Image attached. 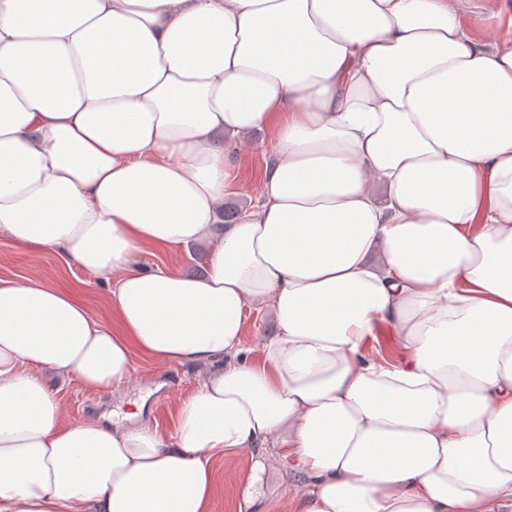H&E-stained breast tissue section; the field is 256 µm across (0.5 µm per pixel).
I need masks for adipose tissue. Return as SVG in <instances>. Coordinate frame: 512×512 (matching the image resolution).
<instances>
[{
  "instance_id": "obj_1",
  "label": "adipose tissue",
  "mask_w": 512,
  "mask_h": 512,
  "mask_svg": "<svg viewBox=\"0 0 512 512\" xmlns=\"http://www.w3.org/2000/svg\"><path fill=\"white\" fill-rule=\"evenodd\" d=\"M496 2L0 0V238L109 288L95 316L0 281V512H212L247 448L296 458L290 512L512 507V29L468 19ZM269 128L223 223L224 138ZM200 243L201 275L140 262ZM137 351L202 372L170 433L65 416ZM270 331V325L254 312L249 313L244 329L243 344L253 350V354L259 352L261 339Z\"/></svg>"
}]
</instances>
